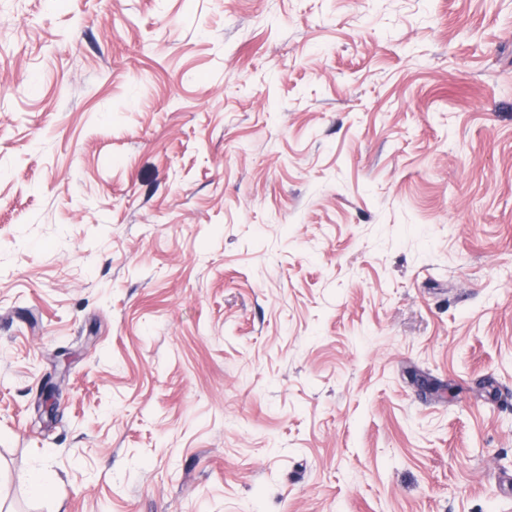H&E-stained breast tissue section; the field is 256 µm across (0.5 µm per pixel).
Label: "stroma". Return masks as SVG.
I'll use <instances>...</instances> for the list:
<instances>
[{
	"label": "stroma",
	"mask_w": 512,
	"mask_h": 512,
	"mask_svg": "<svg viewBox=\"0 0 512 512\" xmlns=\"http://www.w3.org/2000/svg\"><path fill=\"white\" fill-rule=\"evenodd\" d=\"M0 512H512V0H0Z\"/></svg>",
	"instance_id": "1"
}]
</instances>
